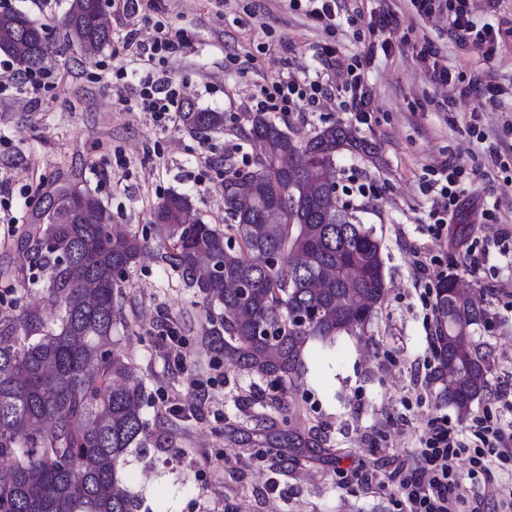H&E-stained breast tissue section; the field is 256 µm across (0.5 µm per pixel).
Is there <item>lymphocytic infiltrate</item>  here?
Listing matches in <instances>:
<instances>
[{
	"mask_svg": "<svg viewBox=\"0 0 512 512\" xmlns=\"http://www.w3.org/2000/svg\"><path fill=\"white\" fill-rule=\"evenodd\" d=\"M448 25L460 44H475L486 55H494L498 47V33L494 26L478 25L472 17V0H451ZM398 28L395 13H384L370 23L371 31L379 32V39L369 44L366 52L354 56L350 63L340 65L342 85L348 94L340 108L349 112L356 124H368L373 110L365 72L377 52H389L394 46L392 36ZM127 41L134 45L131 67H119L116 80H126L132 86V109L151 113L155 122L175 121L180 91L168 74V65L182 50L183 34L155 24L153 35L145 41L136 33H128ZM56 79L54 70L41 67L17 71L12 64L0 66V96L13 90L25 95L29 102L42 100V92ZM327 88L316 81L301 82L289 77H277L267 85L252 109L256 112H300L321 108L330 100ZM434 186L437 194L428 213L434 231H441L451 215L459 208L466 191L462 170L452 161H445L435 170ZM482 449L471 457L472 473L488 472L492 459H512V432H504L494 422H487L478 431ZM465 443L449 427L447 417L432 419L426 432L413 451L412 462L396 474L399 502L403 512H462L468 500L467 488L459 468V454Z\"/></svg>",
	"mask_w": 512,
	"mask_h": 512,
	"instance_id": "f902f5d3",
	"label": "lymphocytic infiltrate"
}]
</instances>
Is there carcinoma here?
<instances>
[{"label": "carcinoma", "instance_id": "obj_1", "mask_svg": "<svg viewBox=\"0 0 512 512\" xmlns=\"http://www.w3.org/2000/svg\"><path fill=\"white\" fill-rule=\"evenodd\" d=\"M103 0H69L63 38L84 51L112 42L98 22ZM46 27L25 13H0V53L22 69L43 62ZM191 133L224 129V113L191 106ZM256 155L226 171L220 230L191 217L188 196L156 203L157 237L106 230L112 215L76 175L57 177L29 218L24 247L43 271V303L0 318V512H137L126 486L125 454L148 429L142 385L115 348L126 323L119 297L127 270L145 253L178 273L202 299L213 348L248 376L278 390L259 399V420L288 424L280 394L303 369L310 340L362 328L386 297L384 262L372 229L338 206L328 178L343 153L366 150L352 129L332 124L296 141L261 113L245 135ZM253 289L246 299L239 287ZM434 308L441 393L465 415L488 392L494 358L473 336L486 311L451 275ZM221 312L214 313V308ZM301 317L305 322L299 323Z\"/></svg>", "mask_w": 512, "mask_h": 512}]
</instances>
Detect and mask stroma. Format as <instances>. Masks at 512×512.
I'll use <instances>...</instances> for the list:
<instances>
[{"mask_svg": "<svg viewBox=\"0 0 512 512\" xmlns=\"http://www.w3.org/2000/svg\"><path fill=\"white\" fill-rule=\"evenodd\" d=\"M164 3L163 23L187 37L169 74L185 102L223 113V130L195 135L178 122L161 128L150 113L128 110L130 91L113 82L112 71L131 58L127 32L148 39L153 20L108 13L111 45L85 55L68 48L56 28L67 0H0V12L19 10L47 26L45 64L58 75L40 105L20 95L0 101V186L11 190L14 223L0 242V314L40 301L35 285L2 271L25 264L21 238L48 180L78 173L113 223L151 238L152 209L173 191L190 196L205 222L224 226V173L253 161L245 138L252 99L277 75L317 81L331 102L313 112H274L271 120L300 140L348 123L336 67L316 47L335 42L339 61L348 62L370 40L368 15L389 5L407 40L378 56L367 73L374 110L368 124L354 129L375 156L342 155L334 174L339 204L381 243L388 294L364 329L308 342L304 350V369L286 393L288 428L314 438L315 447H268L270 431L256 419L257 388L236 364L203 346L200 298L151 255L128 272L127 325L117 334L144 388L152 434L126 455L138 512H400L390 475L409 463L431 419L447 417L468 442L478 420L512 424V410L490 397L458 415L441 399L440 381H428V368L437 364L431 338L438 283L418 271L425 263L472 288L488 311L474 334L493 351L491 385L512 390V243L496 242L499 225H512V174L486 157L488 146L512 144V0H473L477 24L502 34L490 58L460 46L445 17L419 15L410 0H338L331 35L286 0ZM426 45L463 82L434 84L417 57ZM469 80L499 85L497 101L466 96ZM474 113L486 143L466 133ZM448 159L469 174L467 201L437 234L428 219L435 198L430 171ZM362 185L369 197L359 195ZM464 243L483 259L472 276L464 270ZM159 433L167 439L162 448L154 441Z\"/></svg>", "mask_w": 512, "mask_h": 512, "instance_id": "obj_1", "label": "stroma"}]
</instances>
